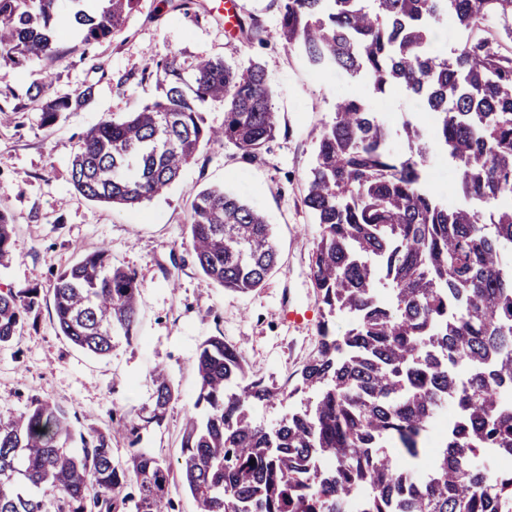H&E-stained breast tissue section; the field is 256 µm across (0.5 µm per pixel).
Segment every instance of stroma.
<instances>
[{
	"instance_id": "1",
	"label": "stroma",
	"mask_w": 512,
	"mask_h": 512,
	"mask_svg": "<svg viewBox=\"0 0 512 512\" xmlns=\"http://www.w3.org/2000/svg\"><path fill=\"white\" fill-rule=\"evenodd\" d=\"M237 2L240 16L258 21L263 40L246 43L228 32L219 0H203L188 15L170 0H140L111 39L88 46L70 33L54 55L31 58L23 75L0 74V208L12 215L16 238L12 259L0 267V291L36 288L41 300L13 342L0 348V417L24 410L36 395L76 412L84 434L111 432L113 415L150 412L149 374L162 367L174 396L162 424L142 431L141 445L174 465L199 389L193 355L208 337L239 344L266 383L287 392L296 384L322 319L310 277L318 226L303 203L306 173L336 98L374 96L364 84L315 71L271 39L282 0ZM200 54L263 66L278 130L262 155L251 161L230 145L202 148L167 193L136 208L81 195L71 182L81 134L157 96L155 76L144 71L149 60ZM45 73L53 75L57 95L95 86L93 101L41 127L40 105L26 90ZM387 102L382 120L393 133L392 151L401 155L406 144L399 131L423 109L404 91L389 93ZM205 188L237 196L271 225L280 261L262 288L241 294L204 280L189 224L193 194ZM103 244L113 263L136 273L141 292L138 340L99 357L56 333L51 288L59 270Z\"/></svg>"
}]
</instances>
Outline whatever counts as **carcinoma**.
<instances>
[{"label": "carcinoma", "instance_id": "cac0c4a2", "mask_svg": "<svg viewBox=\"0 0 512 512\" xmlns=\"http://www.w3.org/2000/svg\"><path fill=\"white\" fill-rule=\"evenodd\" d=\"M137 3L99 0L93 11L67 13L62 0H0V69L16 73L55 53L71 26L87 45L108 39ZM448 17L468 32L450 59L432 46ZM238 32L249 42L260 26L240 18ZM274 38L319 72L364 76L377 96L410 92L430 123L403 125L409 151L399 156L363 99H336L304 197L320 227L311 280L328 317L289 392L307 398L266 427L250 405L284 392L249 377L237 344L204 340L194 354L200 386L183 437V483L200 512H345L363 493V512H512V470L483 459L490 448L512 457V403L503 399L512 390V0H284ZM145 70L159 97L81 137L71 181L87 199L134 208L163 193L201 148L231 145L255 157L275 137L260 64L202 55L187 66L172 56ZM51 86L45 76L28 87L43 100L44 127L95 95L88 86L56 96ZM208 102L224 105L221 125L208 123ZM437 146L448 150L464 196L487 209L454 207L422 187ZM190 247L206 281L242 294L277 264L265 217L217 188L194 197ZM14 248L13 218L0 210V265ZM139 294L136 274L98 249L55 276L56 329L106 356L138 338ZM38 298L34 288L0 293L1 345ZM342 313L352 322L335 336L330 319ZM151 382L150 416L112 419L113 432L132 437L123 460L109 437L77 434L67 409L37 396L0 418V512H171V466L138 447L140 430L161 423L173 398L164 371ZM448 405L454 419L424 473L381 450L388 442L405 458L428 454L426 433Z\"/></svg>", "mask_w": 512, "mask_h": 512}]
</instances>
